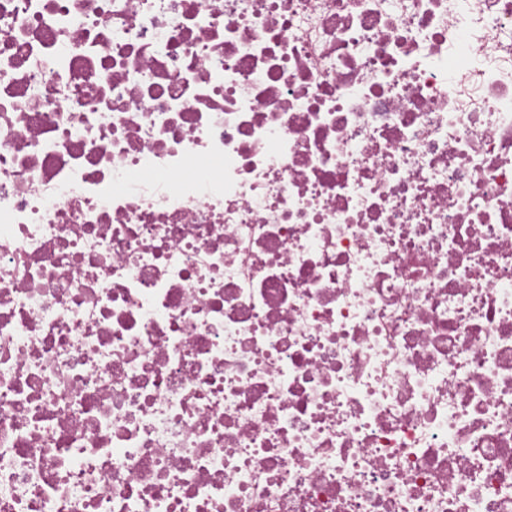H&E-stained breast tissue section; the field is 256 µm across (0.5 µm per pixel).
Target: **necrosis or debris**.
Segmentation results:
<instances>
[{
	"label": "necrosis or debris",
	"mask_w": 512,
	"mask_h": 512,
	"mask_svg": "<svg viewBox=\"0 0 512 512\" xmlns=\"http://www.w3.org/2000/svg\"><path fill=\"white\" fill-rule=\"evenodd\" d=\"M0 512H512V0H0Z\"/></svg>",
	"instance_id": "necrosis-or-debris-1"
}]
</instances>
